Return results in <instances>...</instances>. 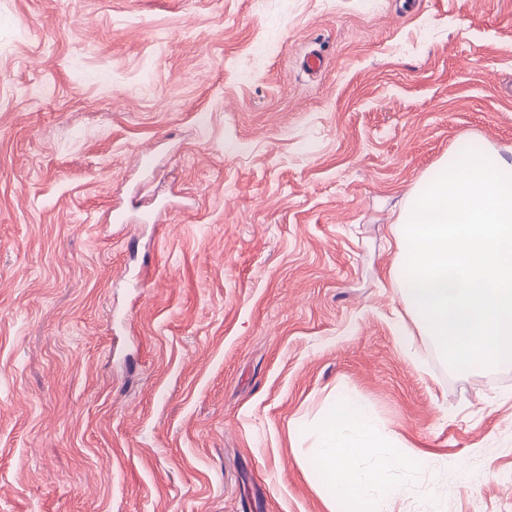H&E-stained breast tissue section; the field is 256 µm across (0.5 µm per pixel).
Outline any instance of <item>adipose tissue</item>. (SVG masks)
Wrapping results in <instances>:
<instances>
[{
  "instance_id": "ef3b65f1",
  "label": "adipose tissue",
  "mask_w": 512,
  "mask_h": 512,
  "mask_svg": "<svg viewBox=\"0 0 512 512\" xmlns=\"http://www.w3.org/2000/svg\"><path fill=\"white\" fill-rule=\"evenodd\" d=\"M346 428L360 435L357 445L343 440L341 432ZM320 438L321 446L315 451L312 472L319 484L327 488L330 502L352 503L357 512H391L392 500L403 496L405 490L387 480L385 469L408 463L415 455L414 449H392L385 466L357 472L356 457L377 454L383 438L369 409L345 393L336 396L325 409Z\"/></svg>"
}]
</instances>
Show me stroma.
<instances>
[{
	"label": "stroma",
	"instance_id": "obj_1",
	"mask_svg": "<svg viewBox=\"0 0 512 512\" xmlns=\"http://www.w3.org/2000/svg\"><path fill=\"white\" fill-rule=\"evenodd\" d=\"M465 136L512 160V0H0V512H329L342 392L394 512H512V366L391 274ZM344 428L355 430L361 437L355 445L341 436ZM321 446L316 448L312 472L319 484L328 489V500L350 502L357 512H391L390 504L403 496L406 489L391 484L385 476L390 466H402L416 453L413 448H391L397 445L392 436L382 437L369 409L359 400L341 393L323 412L320 423ZM391 443V454L382 465L358 473L354 468L357 456H373L382 442Z\"/></svg>",
	"mask_w": 512,
	"mask_h": 512
}]
</instances>
